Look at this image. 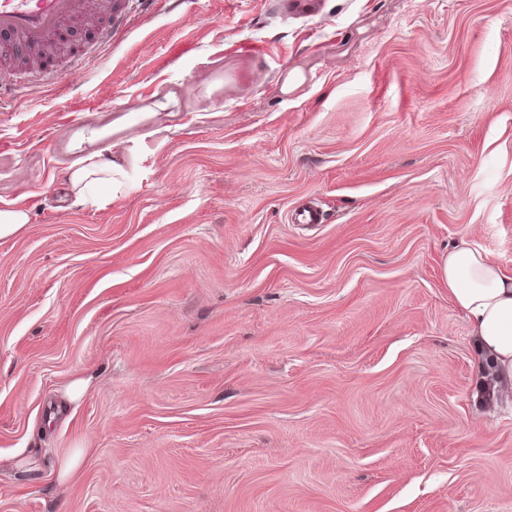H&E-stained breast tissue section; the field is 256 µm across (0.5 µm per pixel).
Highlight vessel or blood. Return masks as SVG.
<instances>
[{"label": "vessel or blood", "instance_id": "1", "mask_svg": "<svg viewBox=\"0 0 512 512\" xmlns=\"http://www.w3.org/2000/svg\"><path fill=\"white\" fill-rule=\"evenodd\" d=\"M92 8L93 0H0V41L39 49Z\"/></svg>", "mask_w": 512, "mask_h": 512}]
</instances>
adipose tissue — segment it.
Masks as SVG:
<instances>
[{
    "label": "adipose tissue",
    "mask_w": 512,
    "mask_h": 512,
    "mask_svg": "<svg viewBox=\"0 0 512 512\" xmlns=\"http://www.w3.org/2000/svg\"><path fill=\"white\" fill-rule=\"evenodd\" d=\"M122 170L121 154L115 150L82 158L69 175L76 203H83L88 186L112 181ZM441 272L449 298L492 359L499 381L512 389V271L481 246L464 240L449 249Z\"/></svg>",
    "instance_id": "adipose-tissue-1"
}]
</instances>
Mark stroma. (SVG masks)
Returning <instances> with one entry per match:
<instances>
[{
  "mask_svg": "<svg viewBox=\"0 0 512 512\" xmlns=\"http://www.w3.org/2000/svg\"><path fill=\"white\" fill-rule=\"evenodd\" d=\"M122 10L0 99V512H512L441 278L463 240L512 269V0ZM113 148V145L107 148L106 154L99 151L82 158L70 173L69 179L75 190L76 205L84 202V191L88 186L97 182H112L114 175L122 173L121 154ZM29 214L22 208L0 209V240L19 234L28 224Z\"/></svg>",
  "mask_w": 512,
  "mask_h": 512,
  "instance_id": "35a3bbf8",
  "label": "stroma"
}]
</instances>
